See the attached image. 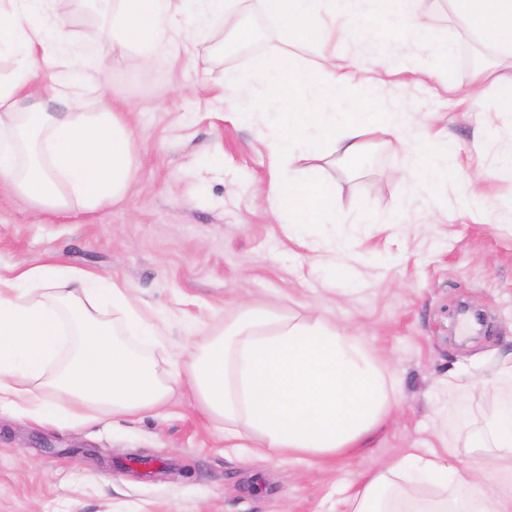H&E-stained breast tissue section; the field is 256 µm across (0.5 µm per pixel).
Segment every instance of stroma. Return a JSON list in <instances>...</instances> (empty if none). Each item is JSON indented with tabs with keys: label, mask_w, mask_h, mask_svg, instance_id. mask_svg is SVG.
Here are the masks:
<instances>
[{
	"label": "stroma",
	"mask_w": 512,
	"mask_h": 512,
	"mask_svg": "<svg viewBox=\"0 0 512 512\" xmlns=\"http://www.w3.org/2000/svg\"><path fill=\"white\" fill-rule=\"evenodd\" d=\"M432 40L455 43L447 63L402 45L398 20L361 18L377 31L364 74L384 79L370 107L415 106L480 167L484 211L468 210L460 183L428 194L406 175L405 142L383 139L356 167L328 166L340 224L279 223L261 191L273 174L267 132L227 112L225 70L249 73L253 55L225 52L227 28L180 58L146 67L134 54L98 77L132 130L133 186L93 211L39 208L0 187V269L56 260L109 274L163 318L157 358L185 355L233 319L243 301L279 314L336 321L394 385L388 420L363 448L330 458L243 456L225 447L221 419L182 387L158 411L101 417L76 428L38 426L0 409V512H344L342 491L406 449L453 448L496 499L491 452L475 447L507 400L494 363L512 353V115L494 95L463 116L439 77L470 82L497 61L448 8L419 0ZM483 324L465 334L462 308ZM463 390L448 397V379Z\"/></svg>",
	"instance_id": "obj_1"
}]
</instances>
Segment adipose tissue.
<instances>
[{
  "instance_id": "adipose-tissue-1",
  "label": "adipose tissue",
  "mask_w": 512,
  "mask_h": 512,
  "mask_svg": "<svg viewBox=\"0 0 512 512\" xmlns=\"http://www.w3.org/2000/svg\"><path fill=\"white\" fill-rule=\"evenodd\" d=\"M74 0H0V56L15 68L0 80V186L56 210H94L120 201L130 188L132 129L114 112L100 85L78 78L134 53L148 65L192 54L199 42L245 0H112V35L95 47L73 44L63 26ZM414 0H259L281 42L254 59L243 76L225 72L232 112L268 132L276 176L264 192L276 216L288 223L336 224V194L321 175L330 157L358 160L377 138H400L416 124L412 107L387 112L364 104L370 86L360 79L359 57L326 58L320 70L301 65L286 43L297 38L319 47L354 43L368 34L359 18L393 14L414 45L447 60L453 48L425 38ZM470 31L501 59L479 69L465 86H448V98L468 108L493 89L501 111L512 112V0H448ZM55 71L52 96L65 112L46 111L34 79ZM274 91L257 101L254 85ZM99 102L89 114L87 100ZM411 177L435 190L461 168L453 148L430 134L409 143ZM159 320L136 305L129 288L109 275L77 273L56 261L0 272V408L37 425L76 427L100 415L151 412L173 384L192 386L206 411L224 421L226 442L244 431L269 456H335L360 445L389 413L388 390L377 365L356 337L335 324L270 315L255 308L225 325L189 353L187 365L158 361L133 348L162 336ZM480 447L497 451L508 491L503 500H471L457 509L449 492L470 487L472 471L451 452L412 449L402 461L370 471L350 491L348 512H512V402L486 426ZM438 484L435 498L410 495L407 477Z\"/></svg>"
}]
</instances>
